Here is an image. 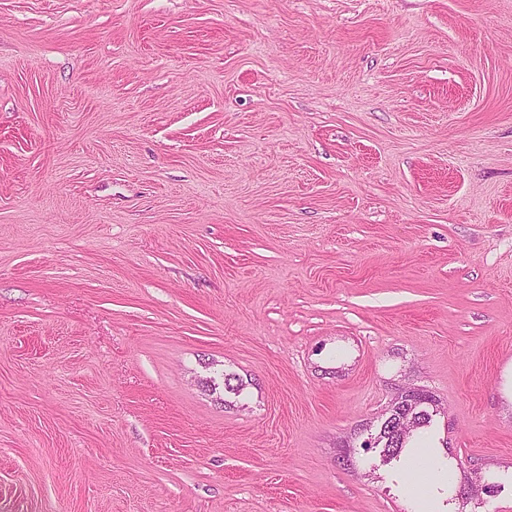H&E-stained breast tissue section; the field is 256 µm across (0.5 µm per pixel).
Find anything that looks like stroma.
Masks as SVG:
<instances>
[{
	"label": "stroma",
	"mask_w": 512,
	"mask_h": 512,
	"mask_svg": "<svg viewBox=\"0 0 512 512\" xmlns=\"http://www.w3.org/2000/svg\"><path fill=\"white\" fill-rule=\"evenodd\" d=\"M406 384L512 472V0H0V512H415ZM399 408L400 406L397 402L390 404L386 412L387 416L381 421L374 434L378 437L379 446L381 448L380 453H382V456L386 459L384 461L386 463H390L393 460L397 461V459L398 461L400 460L403 449L406 448L408 435L410 434L402 437L396 426L391 422L392 419L398 416ZM388 418L390 419L386 421Z\"/></svg>",
	"instance_id": "obj_1"
}]
</instances>
